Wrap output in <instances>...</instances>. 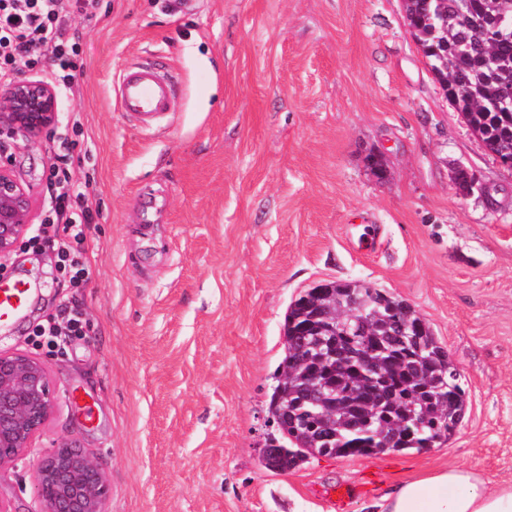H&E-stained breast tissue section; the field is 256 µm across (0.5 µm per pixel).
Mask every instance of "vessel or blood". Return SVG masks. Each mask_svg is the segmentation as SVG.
<instances>
[{
	"instance_id": "vessel-or-blood-1",
	"label": "vessel or blood",
	"mask_w": 512,
	"mask_h": 512,
	"mask_svg": "<svg viewBox=\"0 0 512 512\" xmlns=\"http://www.w3.org/2000/svg\"><path fill=\"white\" fill-rule=\"evenodd\" d=\"M120 101L126 112L143 125H153L170 107L172 84L147 61L128 65L120 80ZM33 295L30 285L21 279L0 282V326L18 321Z\"/></svg>"
}]
</instances>
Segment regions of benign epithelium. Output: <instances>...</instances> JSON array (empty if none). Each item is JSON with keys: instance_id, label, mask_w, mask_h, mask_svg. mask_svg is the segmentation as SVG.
<instances>
[{"instance_id": "1", "label": "benign epithelium", "mask_w": 512, "mask_h": 512, "mask_svg": "<svg viewBox=\"0 0 512 512\" xmlns=\"http://www.w3.org/2000/svg\"><path fill=\"white\" fill-rule=\"evenodd\" d=\"M59 124L56 91L40 81L22 78L0 101V132L21 134L36 142ZM32 189L13 173L0 145V260H7L33 223ZM319 368L331 374L339 358L331 341L318 344ZM53 409L51 381L44 364L24 353H0V467L26 458ZM36 512H106L105 472L76 444L63 441L43 458L36 471Z\"/></svg>"}]
</instances>
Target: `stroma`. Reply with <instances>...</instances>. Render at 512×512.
<instances>
[{
    "mask_svg": "<svg viewBox=\"0 0 512 512\" xmlns=\"http://www.w3.org/2000/svg\"><path fill=\"white\" fill-rule=\"evenodd\" d=\"M72 24L81 76L59 111L82 115L74 176L91 182L84 327L34 336L65 290L51 244L21 245L0 276L39 292L0 352L40 359L54 406L34 453L0 468V503L35 512L38 460L64 439L106 472V512H335L321 492L337 483L360 490L348 512H375L443 465L512 480V170L446 98L403 0H99ZM147 57L179 79L152 130L117 98ZM56 145L8 152L40 207ZM336 280L429 322L466 415L439 448L267 470L288 306Z\"/></svg>",
    "mask_w": 512,
    "mask_h": 512,
    "instance_id": "35a3bbf8",
    "label": "stroma"
}]
</instances>
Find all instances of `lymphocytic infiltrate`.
Here are the masks:
<instances>
[{"mask_svg":"<svg viewBox=\"0 0 512 512\" xmlns=\"http://www.w3.org/2000/svg\"><path fill=\"white\" fill-rule=\"evenodd\" d=\"M95 4L96 0H0V83L34 71L55 91L73 92L81 44L71 21L76 16L92 19ZM67 123L74 137L62 141L45 172L44 221L54 228L60 271L70 287L80 289L87 284L90 184L73 177L75 153L82 148L80 115L71 114Z\"/></svg>","mask_w":512,"mask_h":512,"instance_id":"f902f5d3","label":"lymphocytic infiltrate"}]
</instances>
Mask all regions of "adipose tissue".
I'll return each instance as SVG.
<instances>
[{
  "label": "adipose tissue",
  "instance_id": "adipose-tissue-1",
  "mask_svg": "<svg viewBox=\"0 0 512 512\" xmlns=\"http://www.w3.org/2000/svg\"><path fill=\"white\" fill-rule=\"evenodd\" d=\"M380 512H512V482L488 486L470 469L442 467L400 483Z\"/></svg>",
  "mask_w": 512,
  "mask_h": 512
}]
</instances>
